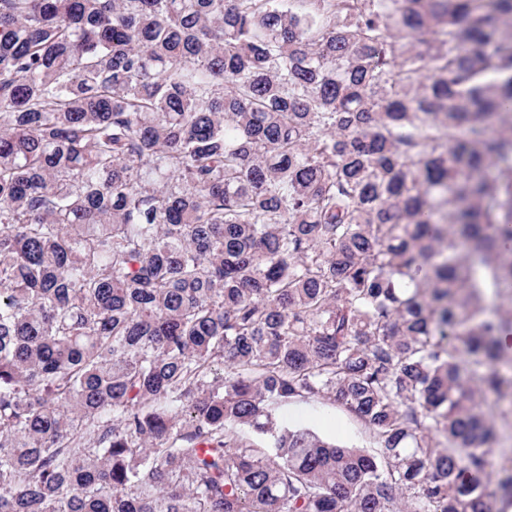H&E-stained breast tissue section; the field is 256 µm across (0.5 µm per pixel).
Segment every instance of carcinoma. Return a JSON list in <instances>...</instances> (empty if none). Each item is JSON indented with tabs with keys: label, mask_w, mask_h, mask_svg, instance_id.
<instances>
[{
	"label": "carcinoma",
	"mask_w": 512,
	"mask_h": 512,
	"mask_svg": "<svg viewBox=\"0 0 512 512\" xmlns=\"http://www.w3.org/2000/svg\"><path fill=\"white\" fill-rule=\"evenodd\" d=\"M503 283L512 0H0V512H495ZM288 417L293 422L312 426L319 434L346 446H369L366 427L330 401L297 404L288 410Z\"/></svg>",
	"instance_id": "carcinoma-1"
}]
</instances>
